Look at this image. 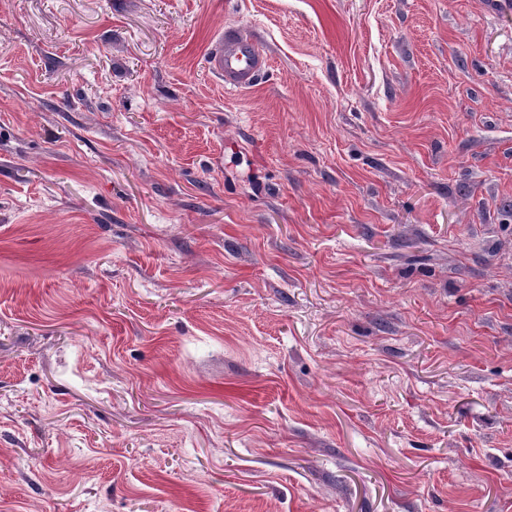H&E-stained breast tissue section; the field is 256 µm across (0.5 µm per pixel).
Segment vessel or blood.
Wrapping results in <instances>:
<instances>
[{
    "mask_svg": "<svg viewBox=\"0 0 512 512\" xmlns=\"http://www.w3.org/2000/svg\"><path fill=\"white\" fill-rule=\"evenodd\" d=\"M265 59L250 37L228 29L220 35L209 58V68L225 89L243 91L252 88Z\"/></svg>",
    "mask_w": 512,
    "mask_h": 512,
    "instance_id": "1",
    "label": "vessel or blood"
}]
</instances>
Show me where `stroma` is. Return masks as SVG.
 <instances>
[{
	"label": "stroma",
	"mask_w": 512,
	"mask_h": 512,
	"mask_svg": "<svg viewBox=\"0 0 512 512\" xmlns=\"http://www.w3.org/2000/svg\"><path fill=\"white\" fill-rule=\"evenodd\" d=\"M0 512H512V0H0ZM265 58L250 37L236 29H225L209 58V68L224 88L243 91L252 88Z\"/></svg>",
	"instance_id": "obj_1"
}]
</instances>
